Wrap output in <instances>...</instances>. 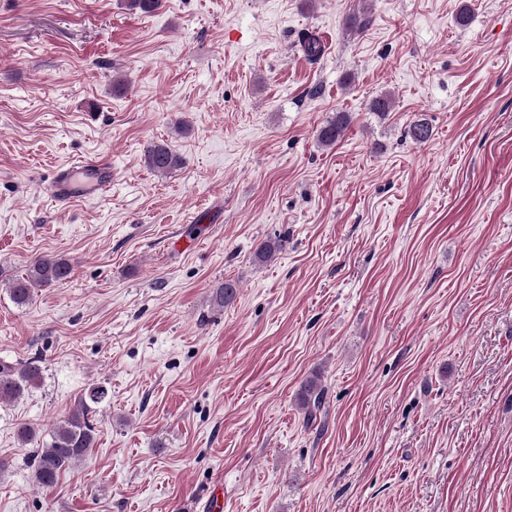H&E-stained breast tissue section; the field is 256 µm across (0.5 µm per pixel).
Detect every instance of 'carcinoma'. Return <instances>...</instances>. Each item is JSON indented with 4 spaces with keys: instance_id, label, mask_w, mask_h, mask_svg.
<instances>
[{
    "instance_id": "cac0c4a2",
    "label": "carcinoma",
    "mask_w": 512,
    "mask_h": 512,
    "mask_svg": "<svg viewBox=\"0 0 512 512\" xmlns=\"http://www.w3.org/2000/svg\"><path fill=\"white\" fill-rule=\"evenodd\" d=\"M298 45L310 61L318 60L324 52L323 40L313 29L300 33ZM393 97L381 94L372 99L369 110L384 117L392 110ZM351 117L346 112L335 113L318 130L317 138L325 146L334 145L350 125ZM407 134L417 144L428 142L433 135V126L425 118L414 122ZM146 165L156 173H167L184 164L183 158L173 152L166 144L153 145L146 154ZM287 240L275 238L259 243L254 251V261L258 264L269 261L281 252ZM72 274L69 261L58 255L41 256L33 260L24 274L7 282L12 300L25 305L32 299L35 289L61 285ZM238 283L226 280L213 295L215 305L224 307L232 304L237 297ZM41 358L32 357L15 363L0 362V402L22 396L32 387L40 384L43 374ZM108 396L107 388L95 386L78 399L68 417L54 424L50 439L34 449L30 458L33 484L40 490L54 488L61 476L84 459L94 448L97 430L91 414L93 405L104 401ZM298 405L304 411L306 422L317 419L325 403V387L316 376L307 378L297 394Z\"/></svg>"
}]
</instances>
